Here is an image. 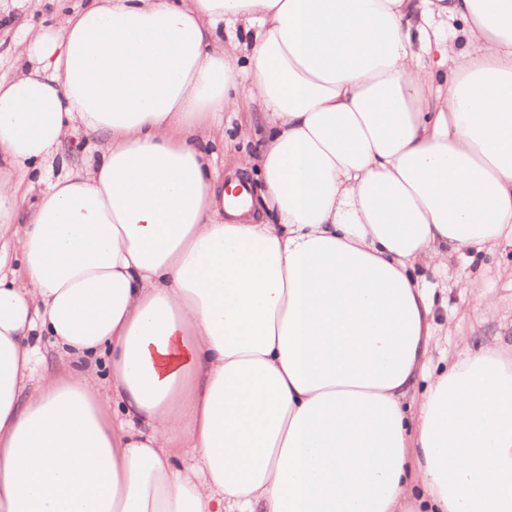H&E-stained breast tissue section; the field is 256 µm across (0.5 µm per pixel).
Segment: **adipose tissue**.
Listing matches in <instances>:
<instances>
[{
    "mask_svg": "<svg viewBox=\"0 0 512 512\" xmlns=\"http://www.w3.org/2000/svg\"><path fill=\"white\" fill-rule=\"evenodd\" d=\"M14 53L0 512H512V343L431 372L415 277L512 243V0H88ZM258 112H261L259 104L248 101L242 106L239 113L225 114L224 143L227 150H225L224 158L219 160V166L222 169L224 166V173L239 154L255 155L262 149L266 137L258 121ZM95 142L88 140L81 131L73 133L62 146V156L69 164H83L97 157Z\"/></svg>",
    "mask_w": 512,
    "mask_h": 512,
    "instance_id": "adipose-tissue-1",
    "label": "adipose tissue"
}]
</instances>
